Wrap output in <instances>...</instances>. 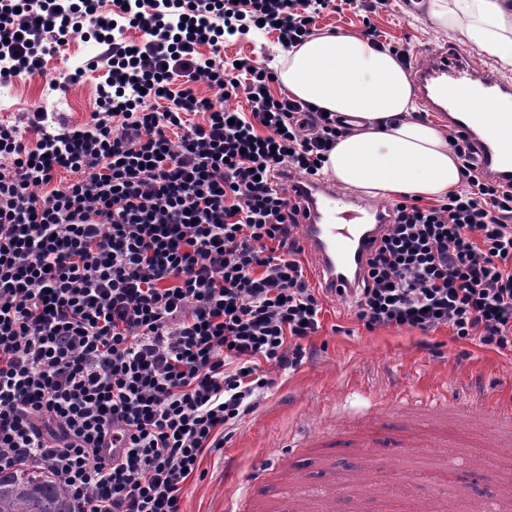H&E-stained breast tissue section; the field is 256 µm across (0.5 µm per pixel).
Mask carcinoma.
Masks as SVG:
<instances>
[{
    "instance_id": "carcinoma-1",
    "label": "carcinoma",
    "mask_w": 512,
    "mask_h": 512,
    "mask_svg": "<svg viewBox=\"0 0 512 512\" xmlns=\"http://www.w3.org/2000/svg\"><path fill=\"white\" fill-rule=\"evenodd\" d=\"M0 512H72L68 495L46 473L0 472Z\"/></svg>"
}]
</instances>
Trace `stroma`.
Instances as JSON below:
<instances>
[{
	"label": "stroma",
	"instance_id": "35a3bbf8",
	"mask_svg": "<svg viewBox=\"0 0 512 512\" xmlns=\"http://www.w3.org/2000/svg\"><path fill=\"white\" fill-rule=\"evenodd\" d=\"M368 22L391 41L408 44L413 62L447 49L512 78V68H503L455 28L439 26L430 0L416 11L406 0H390L368 13L326 11L315 29L356 35ZM224 53L272 67L280 50L274 35L254 31ZM91 55L89 43L74 41L68 52L48 61L44 75L0 89V120L19 125L30 144L38 138L28 124L35 108L59 113L74 125L87 122L95 74L64 92L50 82L84 66ZM321 300L322 327L309 341L312 356L296 371H268L273 385L259 409L237 422L224 448L205 454L204 477L187 481L183 512H224L233 496L224 484L228 456L245 476L261 458L286 463L259 512H499L501 503L512 505V488L501 483L512 476V426L470 407L477 400L512 402V351L458 339L446 327L428 333L370 331L348 301L326 293ZM455 391L462 406L452 411L448 396ZM383 418L388 438L363 447L368 422ZM317 425L332 446L290 451V444ZM486 457L495 459V473L481 467Z\"/></svg>",
	"mask_w": 512,
	"mask_h": 512
}]
</instances>
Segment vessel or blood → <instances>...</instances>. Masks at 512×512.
I'll return each instance as SVG.
<instances>
[{
    "instance_id": "vessel-or-blood-1",
    "label": "vessel or blood",
    "mask_w": 512,
    "mask_h": 512,
    "mask_svg": "<svg viewBox=\"0 0 512 512\" xmlns=\"http://www.w3.org/2000/svg\"><path fill=\"white\" fill-rule=\"evenodd\" d=\"M414 79L423 111L438 114L466 136L478 172L499 183H512V140L498 132L502 126L512 128V83L491 69L475 68L463 56L449 51L417 64ZM464 94L472 99V106L462 105L460 97ZM483 100L496 103L499 113L489 117L476 111L475 103ZM298 188L299 233L316 264L320 284L331 296L351 298L360 262L387 223L389 209H369L367 203L320 180L299 183ZM266 472L264 463H257L254 482L246 483L237 463L225 462V482L240 491L231 512H253L263 495L260 478Z\"/></svg>"
}]
</instances>
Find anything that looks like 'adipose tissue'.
Listing matches in <instances>:
<instances>
[{
    "instance_id": "1",
    "label": "adipose tissue",
    "mask_w": 512,
    "mask_h": 512,
    "mask_svg": "<svg viewBox=\"0 0 512 512\" xmlns=\"http://www.w3.org/2000/svg\"><path fill=\"white\" fill-rule=\"evenodd\" d=\"M432 17L459 22L484 53L512 64L504 23L512 0H435ZM279 79L288 93L324 111L355 118L329 154L325 173L345 189L373 197L441 196L457 188L460 163L445 129L411 119L409 78L396 58L350 34H320L284 53Z\"/></svg>"
}]
</instances>
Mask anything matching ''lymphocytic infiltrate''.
I'll return each instance as SVG.
<instances>
[{"label":"lymphocytic infiltrate","mask_w":512,"mask_h":512,"mask_svg":"<svg viewBox=\"0 0 512 512\" xmlns=\"http://www.w3.org/2000/svg\"><path fill=\"white\" fill-rule=\"evenodd\" d=\"M362 2L0 0V85L43 75L77 35L105 71L84 125L35 110L30 146L0 123L1 472L49 471L74 512H181L205 450L269 388L262 363L302 364L323 306L286 185L320 179L350 127L221 51L253 28L291 49ZM241 96L249 112L228 107ZM448 144L461 184L393 203L351 304L370 330L446 326L512 351V185Z\"/></svg>","instance_id":"lymphocytic-infiltrate-1"}]
</instances>
